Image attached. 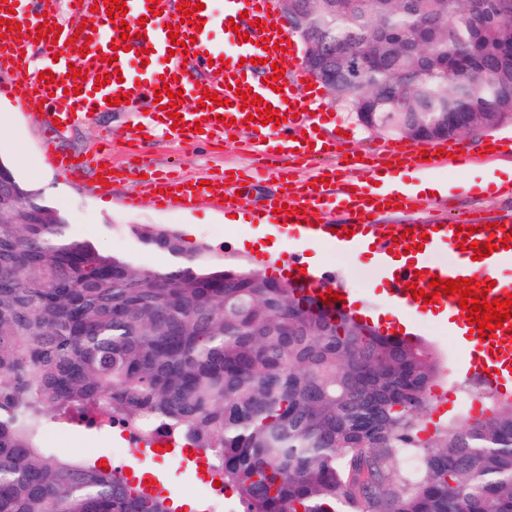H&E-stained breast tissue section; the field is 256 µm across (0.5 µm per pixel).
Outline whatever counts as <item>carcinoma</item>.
Masks as SVG:
<instances>
[{
	"label": "carcinoma",
	"instance_id": "carcinoma-1",
	"mask_svg": "<svg viewBox=\"0 0 512 512\" xmlns=\"http://www.w3.org/2000/svg\"><path fill=\"white\" fill-rule=\"evenodd\" d=\"M295 6L310 48H331L335 102L380 133L443 140L512 113V0ZM354 53L380 65L353 76ZM0 171V512H171L121 468L40 445L76 418L187 441L241 512H512V400L422 439L442 371L424 340L167 228L130 224L136 250L103 251Z\"/></svg>",
	"mask_w": 512,
	"mask_h": 512
}]
</instances>
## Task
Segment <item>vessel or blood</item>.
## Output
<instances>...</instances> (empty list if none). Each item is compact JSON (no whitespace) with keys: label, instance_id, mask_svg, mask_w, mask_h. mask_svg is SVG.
<instances>
[{"label":"vessel or blood","instance_id":"vessel-or-blood-1","mask_svg":"<svg viewBox=\"0 0 512 512\" xmlns=\"http://www.w3.org/2000/svg\"><path fill=\"white\" fill-rule=\"evenodd\" d=\"M126 12L107 15L105 6L96 0H0V80L14 98L27 108L51 109L53 119L42 126L44 154L49 163L62 175L76 178L83 174L87 161L60 151L57 144L65 129L92 121L93 111H107V96L125 94L129 100L120 104L119 112H130L132 105L148 103L150 111L140 126L130 127L133 140L145 137L162 141L197 142L202 139L226 140L239 131L248 129L255 135V150L267 155L269 146L282 148L285 157L298 162L337 158L338 162L356 165V158L348 157L346 150L331 151L317 131L321 110L319 89L307 88L306 73L296 68L282 78H275L273 65H285L288 56L283 48L290 42L287 32L273 29L267 12L273 9V0H224L223 12H215L213 0H202L203 10L192 13L189 22H180L178 7L181 0H125ZM91 18L90 26L75 30L71 17ZM9 24H2V17ZM241 19L239 31L228 28L230 20ZM128 22L132 35L130 51H122L121 22ZM49 24L59 29L58 42L35 41L39 25ZM178 26V40H171L170 26ZM226 29L223 48L211 49L207 39L216 26ZM21 29V36L9 35V28ZM89 39V52L80 55L73 48L74 33ZM39 46L43 57L49 58V69L54 82L40 80L31 67L27 51ZM149 49V58L140 56V49ZM193 54L197 68L204 73L203 81H196L184 72L182 63L186 54ZM81 68L83 82L70 79V67ZM115 69L121 81L99 87L98 76ZM170 81V92H181L182 101L175 105L181 127H174L166 107L171 104L169 94L156 95L161 78ZM276 79V87H268V79ZM252 91L262 97L264 104L278 109L280 123H247L246 117L255 113L254 105L244 104L241 91ZM217 94L218 103L204 102L205 92ZM201 132H194V125ZM472 155L466 147L451 145L442 151L434 144H414L402 141L388 142L381 160L384 174L396 178L401 167L407 166L428 172L460 162L470 163ZM153 200L157 206L170 208L180 205L188 209L208 202L223 206L224 182L214 179L203 187L189 186L182 176L165 175L151 179ZM421 200L410 193L388 190L383 186L366 185L360 194H352L345 184L335 181L311 182L307 191L290 198L275 195L268 199L264 216L267 223L289 224L296 239L316 245L335 243L338 250L359 254L372 250L379 263L385 265V295L387 303L396 309L421 316L448 313L470 348L466 375L479 379L492 393L501 398L512 397V318L492 336L479 338L468 324L467 312L461 309L458 297H437L424 303L414 298L413 289H428L432 277L454 280L476 279L487 284L488 299L512 294V279L499 278L500 270L512 268V248H502L501 242L512 230V210L495 217L493 230H486L481 219L459 214L447 219L423 216ZM411 210V233L402 226L378 223V211L395 212L399 208ZM335 212L343 215V228L333 231L331 225L316 224L319 215ZM473 227L468 239L458 237L459 227ZM472 245L493 243L490 255L474 258L470 249H462V242ZM447 250L450 258L443 264L433 263L431 254ZM406 254L399 265L391 264L392 253ZM281 280L305 287L309 295L330 311L351 313L355 305L351 289H344L339 301L325 300L322 286L326 273L321 268L306 266L304 256L294 252L278 268Z\"/></svg>","mask_w":512,"mask_h":512}]
</instances>
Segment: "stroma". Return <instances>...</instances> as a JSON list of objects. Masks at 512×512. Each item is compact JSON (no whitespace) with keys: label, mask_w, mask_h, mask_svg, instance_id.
I'll return each mask as SVG.
<instances>
[{"label":"stroma","mask_w":512,"mask_h":512,"mask_svg":"<svg viewBox=\"0 0 512 512\" xmlns=\"http://www.w3.org/2000/svg\"><path fill=\"white\" fill-rule=\"evenodd\" d=\"M321 124L332 137L338 131H345L347 148L358 155L377 156L379 147L389 140L388 135L362 126L343 107L330 100L325 103ZM126 127V117L103 113L95 123L76 126L66 134L60 143L61 149L66 151L78 153L98 143L109 145L108 159L114 170L112 182L106 187L100 186L90 176L67 179L44 156L39 122L5 89H0V161L9 166L17 180L41 192L44 204L61 213L74 237L92 239L108 251H123L134 245L125 230L126 225L152 224L175 230L192 244L207 242L216 252L247 260L262 271L276 262V255L260 257L258 251L242 246L241 241L257 228L265 197L301 186L316 173V166L297 169L284 183L266 181L241 189L234 205L247 216L248 221L230 224L226 221L227 209L207 202L187 210L156 206L145 187V179L130 173V160L136 153L146 155L159 174L172 171L185 177L226 173L242 176L257 164L249 152V132H240L236 139L223 142L183 145L165 141H133L126 135ZM488 137L485 131L462 135L460 141L470 149L473 161L464 168L442 167L434 171V178L466 184L485 179L499 167L512 165V160L506 158H484L481 145ZM130 194L141 196L142 203L138 209L125 207L124 200ZM322 259L323 267L330 271L327 287L355 289L359 299L371 308L384 309L381 283L369 255L345 257L328 246L322 251ZM418 335L431 344L443 360L446 370L438 386L451 394L450 400L444 402L433 399L426 421L434 425L468 416V409L460 404L457 389L462 380L456 374L466 348L465 341L450 335L446 325L432 319L419 324ZM122 444L118 431L98 434L77 421L57 427L44 438L45 447L65 455L97 459L108 466L129 470L130 474H142L150 481L161 480L175 499L189 497L196 500L202 496L196 465H180L165 457L140 462L132 452L122 451Z\"/></svg>","instance_id":"obj_1"}]
</instances>
